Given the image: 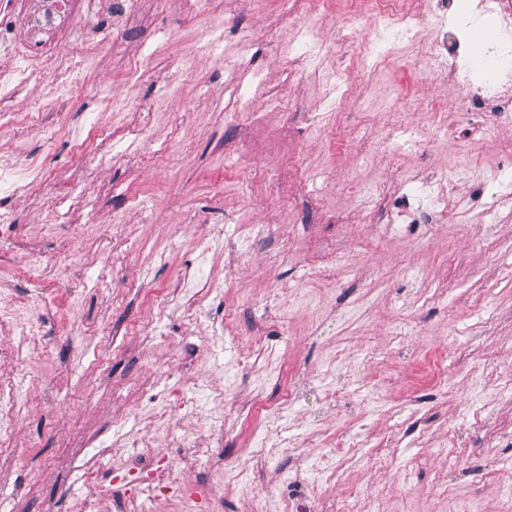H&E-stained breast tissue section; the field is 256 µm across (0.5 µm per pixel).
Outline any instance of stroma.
Returning <instances> with one entry per match:
<instances>
[{"instance_id":"35a3bbf8","label":"stroma","mask_w":512,"mask_h":512,"mask_svg":"<svg viewBox=\"0 0 512 512\" xmlns=\"http://www.w3.org/2000/svg\"><path fill=\"white\" fill-rule=\"evenodd\" d=\"M491 6L451 0L393 54L378 39L347 112L286 80L280 0H202L197 14L156 0L130 29L83 18L95 36L74 60L81 99L37 110L50 73L36 71L16 103L30 121H0V166L35 158L51 176L0 191V296L43 346L17 360L0 335L15 398L0 512H87L132 468L127 439L152 409L168 415L156 461L192 500L162 496L150 512H251L266 494L316 512L366 488L374 512H512V163L497 148L512 119L463 115L486 128L463 142L429 113L459 94L428 56L437 31L466 45L496 31L494 65L512 52ZM343 14L328 0L313 19L327 69L356 53L336 42ZM217 20L252 29L244 63L272 106L247 94L228 108ZM254 224L269 235L250 236ZM186 266L224 282L193 321ZM184 431L210 464L169 447Z\"/></svg>"}]
</instances>
